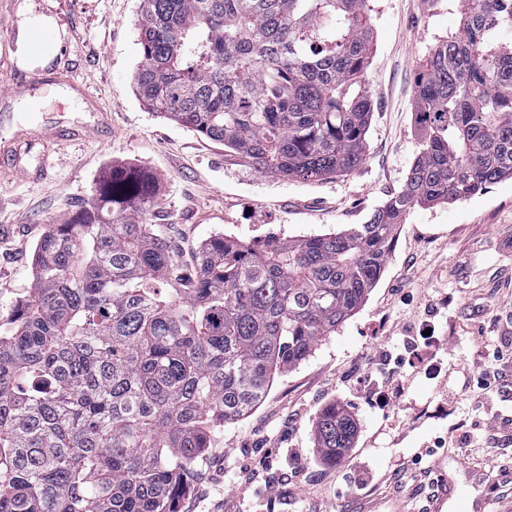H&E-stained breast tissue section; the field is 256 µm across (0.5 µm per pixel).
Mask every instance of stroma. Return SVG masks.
Returning a JSON list of instances; mask_svg holds the SVG:
<instances>
[{
	"instance_id": "1",
	"label": "stroma",
	"mask_w": 512,
	"mask_h": 512,
	"mask_svg": "<svg viewBox=\"0 0 512 512\" xmlns=\"http://www.w3.org/2000/svg\"><path fill=\"white\" fill-rule=\"evenodd\" d=\"M370 4L366 82L374 113L366 161L348 176L300 183L255 170L223 144L139 102L132 87L141 61L139 0H0V86L11 80L24 24L44 15L61 34L48 72H77L95 99L90 107L43 82L0 101L1 150L16 149L20 129H58L23 156L29 178L0 169V304L29 287L34 249L48 227L65 223L115 165L152 177L159 205L145 220L174 239L187 262L216 235L309 236L364 223L406 180L420 149L416 75L459 23L456 0ZM98 112L107 113L111 135L78 136ZM45 156L50 166L43 173ZM491 288L512 314L511 178L462 201L415 208L398 226L385 271L363 305L307 360L277 376L259 406L225 424L191 472L179 512H346L356 499L376 502L379 512H419L427 499L403 473L421 453L460 495L481 493L494 512H512V363L482 400L469 388L488 361L479 334L512 351V327L494 323L479 304ZM427 319L441 340L444 372L430 380L392 370L402 394L374 409L359 380L375 372L403 325ZM335 402L352 413L357 434L342 460L327 462L317 452L314 423ZM439 437L446 447L428 455ZM268 484L277 496L265 492Z\"/></svg>"
}]
</instances>
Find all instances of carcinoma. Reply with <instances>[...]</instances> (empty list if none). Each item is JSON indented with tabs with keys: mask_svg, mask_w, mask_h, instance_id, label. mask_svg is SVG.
<instances>
[{
	"mask_svg": "<svg viewBox=\"0 0 512 512\" xmlns=\"http://www.w3.org/2000/svg\"><path fill=\"white\" fill-rule=\"evenodd\" d=\"M457 31L416 80L424 137L406 181L362 224L215 236L184 264L156 184L114 166L36 246L0 311V512H177L224 425L352 317L417 206L512 178V0H458ZM370 0H140L137 98L259 172L312 182L366 160ZM341 404L316 419L326 461L351 447Z\"/></svg>",
	"mask_w": 512,
	"mask_h": 512,
	"instance_id": "1",
	"label": "carcinoma"
}]
</instances>
